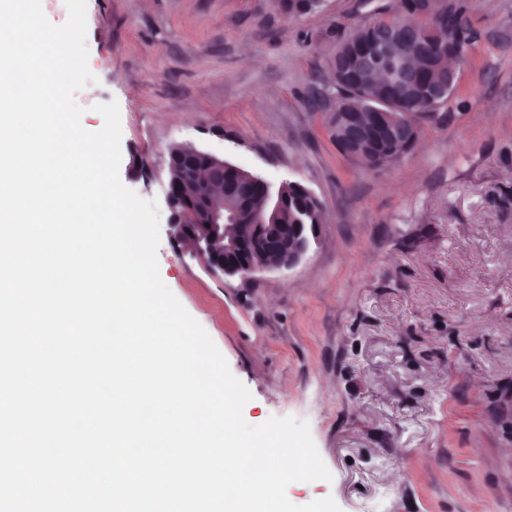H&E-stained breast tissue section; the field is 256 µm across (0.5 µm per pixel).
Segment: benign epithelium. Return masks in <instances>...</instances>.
<instances>
[{
  "mask_svg": "<svg viewBox=\"0 0 512 512\" xmlns=\"http://www.w3.org/2000/svg\"><path fill=\"white\" fill-rule=\"evenodd\" d=\"M332 85L312 90L311 102L329 111L331 131L342 152L354 157L369 148L366 164L378 171L381 161L374 148L380 145L413 146L420 138V129L408 112L400 116L377 109H356L340 100L334 92L339 84H358L367 73L382 75L387 85L385 96L403 107L434 103L448 99L459 81V71L448 68V74L427 79L419 69L408 65L407 56L396 45V39L378 26L361 43L348 47L331 64ZM167 204L171 211L170 229L174 238L188 240L192 251L207 267L228 275H248L259 270L291 269L300 263L317 238L319 225L299 219L295 224L280 221V212L256 214L251 224L237 223L238 212L224 213V207L214 202V196L231 189L241 206L255 193L272 197L286 183L274 186L250 171L224 161L217 155L191 144L177 154H169ZM185 188L195 194V207L189 221L198 231L189 232L178 223L176 201ZM267 255L272 260L257 263L254 255Z\"/></svg>",
  "mask_w": 512,
  "mask_h": 512,
  "instance_id": "1",
  "label": "benign epithelium"
}]
</instances>
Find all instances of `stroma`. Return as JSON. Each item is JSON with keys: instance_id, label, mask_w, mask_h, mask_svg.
Segmentation results:
<instances>
[{"instance_id": "35a3bbf8", "label": "stroma", "mask_w": 512, "mask_h": 512, "mask_svg": "<svg viewBox=\"0 0 512 512\" xmlns=\"http://www.w3.org/2000/svg\"><path fill=\"white\" fill-rule=\"evenodd\" d=\"M470 62L418 144L374 173L343 156L312 88L359 21L398 0H87L81 123L117 102L122 183L159 203V273L249 389L247 423L307 422L332 481L296 505L512 512V0H458ZM191 143L321 201L301 262L209 270L170 234L168 150Z\"/></svg>"}]
</instances>
